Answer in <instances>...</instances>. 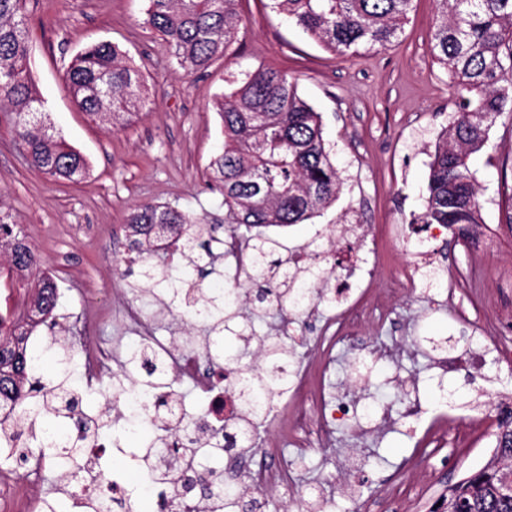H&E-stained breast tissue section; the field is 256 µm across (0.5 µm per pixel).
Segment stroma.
Listing matches in <instances>:
<instances>
[{"label": "stroma", "instance_id": "stroma-1", "mask_svg": "<svg viewBox=\"0 0 512 512\" xmlns=\"http://www.w3.org/2000/svg\"><path fill=\"white\" fill-rule=\"evenodd\" d=\"M146 0H27L30 72L45 101V118L87 160L89 170L58 182L30 169L15 140L8 112L0 111V209L21 224L41 271L60 291L62 339L83 344L85 333L111 339L118 314L136 306L157 336L187 332L173 309L143 293L127 274L125 219L140 204L165 203L198 223L225 221L223 199L207 185L210 160L224 146L210 103L259 68L280 71L321 113L332 159L348 179L340 198L312 222L280 229L290 244L319 243L323 267L355 265L371 272L358 303L356 333L375 348L401 338L396 357L373 363L368 381L355 379L358 348L336 341L335 311H314L293 323L291 335L322 341L332 365L329 390L352 386L357 400H377L385 424L359 429L337 425L328 448L299 449L281 442L278 463L288 464L301 495L319 479L331 512H429L450 484L477 471L493 451L484 439L494 413L455 408L446 431L423 440L424 425L403 418L408 397L429 412L438 405L437 371L417 340L432 334L474 336L488 365L512 385V113L501 115L487 146L470 159L480 185L485 232L476 241L438 236L432 246L449 259L452 294L425 295L403 271L415 258L407 245L411 224L427 194L430 154L456 112L458 95L446 68L429 50L436 0H415L410 21L386 47L337 56L268 0H240L237 41L205 72L183 75L170 67L165 43L144 23ZM107 40L128 53L148 86L130 121L88 122L75 105L64 73L84 47ZM356 233L333 234L342 219ZM91 412L109 409L111 434L122 451L107 453L105 469L122 475L142 454L127 439L122 408L108 392L84 393Z\"/></svg>", "mask_w": 512, "mask_h": 512}]
</instances>
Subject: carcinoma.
Masks as SVG:
<instances>
[{"instance_id":"obj_1","label":"carcinoma","mask_w":512,"mask_h":512,"mask_svg":"<svg viewBox=\"0 0 512 512\" xmlns=\"http://www.w3.org/2000/svg\"><path fill=\"white\" fill-rule=\"evenodd\" d=\"M239 0H148L145 24L168 48L173 69L186 75L206 70L227 51L240 30ZM272 9L339 56L358 55L389 44L409 21L413 0H270ZM439 18L430 51L456 83L460 102L454 118L438 137L429 165L425 209L414 224H445L461 240L473 239V224L482 223L479 186L468 160L487 144L496 119L512 111V0H436ZM26 0H0V106L14 115L19 149L30 167L55 179L72 180L86 173V159L49 132L39 118L43 101L28 70ZM66 80L82 112L91 120L117 122L132 114L143 76L127 62L119 46L102 41L86 47L69 63ZM224 133L223 151L211 159L209 190L224 200L228 224H199L169 204L138 205L126 219L129 262L138 277L152 284L181 309L180 315L204 306L197 343L207 361L234 375L240 417L235 434L211 429L209 446L195 435L199 416L185 412L180 429L165 426L172 412L164 394L175 382L165 360L146 343L131 347L112 375V395L126 401L125 382L139 381L134 391L142 406L133 435L146 451L173 454L176 477H148L162 486L159 512H182L185 498L199 496L222 504L223 512H240L249 490L244 469L206 484L194 475L214 471L203 459L222 441L231 440L249 456L259 427L276 400L288 393L285 363L299 360L297 344L276 333L257 338L254 321L274 311L310 313L320 304L336 303V294L321 288L325 269L311 244L289 247L269 233L271 227L302 224L335 203L347 179L332 161L320 113L299 94L296 83L274 69H258L228 94L212 101ZM249 256L246 274L258 284L249 296L241 288L221 293L204 287L222 277L224 243ZM0 246L11 271L22 279L38 260L23 228L0 210ZM312 254L300 268L291 258ZM445 270L433 263L421 268L422 287H437ZM59 288L40 277L22 305L0 313V413L11 419L0 435L12 443L6 462L14 469L37 455L54 473L52 490L71 486L70 497L88 512H113L107 475L90 468L85 434L104 435L99 416L82 408L72 369L75 346L62 343L58 371L46 377L33 371L25 336L37 325L52 332L58 326ZM259 341L265 366L252 359ZM472 336L425 337L424 353L433 359L445 351L473 345ZM512 476V421L498 424L494 455L478 471L457 482L442 500L463 512H512V496L501 492Z\"/></svg>"}]
</instances>
